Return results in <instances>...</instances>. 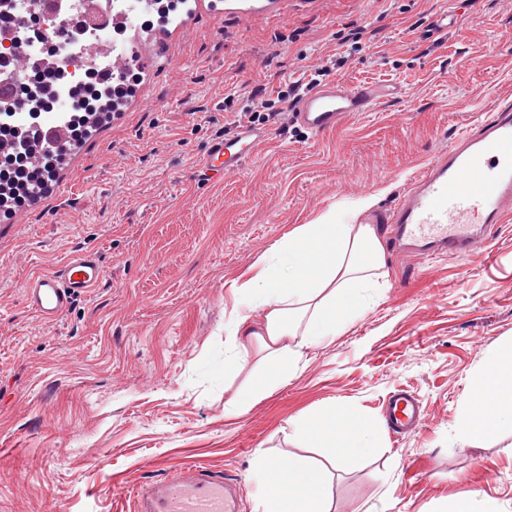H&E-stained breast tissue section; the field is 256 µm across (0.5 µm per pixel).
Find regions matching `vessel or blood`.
Returning <instances> with one entry per match:
<instances>
[{"mask_svg": "<svg viewBox=\"0 0 512 512\" xmlns=\"http://www.w3.org/2000/svg\"><path fill=\"white\" fill-rule=\"evenodd\" d=\"M156 0H127L123 10L112 15L113 30L123 33L121 43L112 48V68L120 74L137 69L153 76L168 55L167 45L176 36H187L198 14L219 19L228 14L243 18L279 13L288 0H188L185 11L159 27L136 28L140 12L153 10ZM34 65L30 55L16 50L9 65L0 69V79L19 82ZM402 93L395 84L371 82L315 83L304 89L288 106V122L320 135L335 131L352 115L370 111L385 98ZM122 106L97 113L88 121L84 139L66 136L57 116H45L41 128L24 144L0 139V155L24 147L32 165H40L45 155L56 157L49 177L34 183L28 191L27 207L43 208L60 199L63 184L78 162L85 138L119 124L125 111L145 103V90L127 92ZM271 136L264 127H237L213 142L203 159L207 177L221 179L240 171L257 148ZM512 217V105L497 106L491 119L477 131L460 135L447 153L440 155L405 183L393 207L385 215L370 210L362 222L389 224L394 239L412 253L472 255L485 248L488 230ZM103 268L95 252L75 255L48 273L31 275L24 283L25 302L41 319L54 321L75 298L96 288ZM388 427L395 433L415 430L419 422V401L405 390L392 392L384 406ZM243 493L233 482L200 463L148 484L137 491L135 512H237Z\"/></svg>", "mask_w": 512, "mask_h": 512, "instance_id": "b4317fda", "label": "vessel or blood"}]
</instances>
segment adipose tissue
Returning <instances> with one entry per match:
<instances>
[{
    "label": "adipose tissue",
    "instance_id": "ef3b65f1",
    "mask_svg": "<svg viewBox=\"0 0 512 512\" xmlns=\"http://www.w3.org/2000/svg\"><path fill=\"white\" fill-rule=\"evenodd\" d=\"M386 251L375 225L337 223L328 211L295 225L248 270L233 290L247 302L224 326L231 341L224 365H240L253 350L265 353L266 371L252 394L261 398L299 370L305 348L336 336L373 304L372 292L388 282ZM512 427V343L487 356L474 379L459 422L465 435H491ZM298 439L330 451L342 464L376 447L375 428L356 412L332 405L294 427ZM267 493L262 512H329L321 470L297 458L262 463Z\"/></svg>",
    "mask_w": 512,
    "mask_h": 512
}]
</instances>
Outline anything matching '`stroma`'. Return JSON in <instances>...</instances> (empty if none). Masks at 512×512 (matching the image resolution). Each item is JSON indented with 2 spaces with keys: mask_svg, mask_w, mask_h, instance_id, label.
I'll return each mask as SVG.
<instances>
[{
  "mask_svg": "<svg viewBox=\"0 0 512 512\" xmlns=\"http://www.w3.org/2000/svg\"><path fill=\"white\" fill-rule=\"evenodd\" d=\"M450 0H316L285 20L200 19L174 44L148 102L92 141L61 203L0 227V512H133L131 491L201 461L239 478L258 512L264 457L325 462L291 424L336 403L380 446L328 472L331 512H453L472 496L512 512V429L458 430L488 353L512 342V220L485 253L421 261L385 225L389 285L333 342L306 349L296 377L243 413L262 362L224 372L231 285L269 246L330 207L385 211L460 133L512 101V0H472L443 32ZM329 81L402 87L336 131L272 127L236 175L199 163L257 88ZM97 252L104 276L57 321L24 281ZM422 401L418 432L388 430L385 399Z\"/></svg>",
  "mask_w": 512,
  "mask_h": 512,
  "instance_id": "stroma-1",
  "label": "stroma"
}]
</instances>
